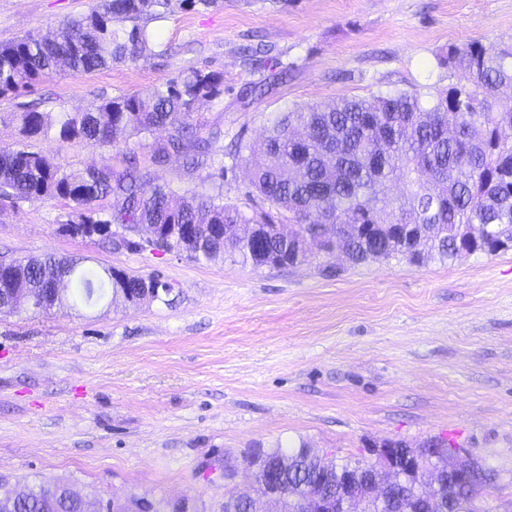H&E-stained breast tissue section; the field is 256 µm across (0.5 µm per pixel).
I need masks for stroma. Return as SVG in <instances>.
<instances>
[{"label": "stroma", "instance_id": "1", "mask_svg": "<svg viewBox=\"0 0 512 512\" xmlns=\"http://www.w3.org/2000/svg\"><path fill=\"white\" fill-rule=\"evenodd\" d=\"M102 0H0V44L89 13ZM151 52L0 99V149L67 170L122 171L133 150L152 184L262 208L236 138L260 143L296 105L444 87L449 45L512 43V0H220L150 21ZM192 69L223 74L191 124L221 131L212 166L155 164L164 132L116 144L29 138L20 112H75L145 94ZM71 201L0 203V259L53 253L160 276L167 300L0 313V476L18 490L60 480L114 506L224 512L254 494L248 454L306 446L347 459L387 440L447 439L493 469L484 512H512V249L422 266H350L342 254L287 268L196 261L75 236Z\"/></svg>", "mask_w": 512, "mask_h": 512}]
</instances>
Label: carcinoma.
Segmentation results:
<instances>
[{"mask_svg":"<svg viewBox=\"0 0 512 512\" xmlns=\"http://www.w3.org/2000/svg\"><path fill=\"white\" fill-rule=\"evenodd\" d=\"M172 0H104L101 6L71 19L50 37L26 34L0 44V98L16 96L57 72L81 75L133 60L151 50L147 23L164 17ZM448 75L465 83L427 93L378 91L366 98L297 107L273 123L265 140L235 144L232 161L252 168L251 184L268 203L263 215H247L220 197L178 196L166 186H147L135 153L123 171L108 166L68 171L44 155L26 149H0V201L17 205L44 197L71 200L77 208L69 230L89 224H180L194 230L184 237L164 235L162 248L210 262L229 259L254 267H295L315 255L339 249L355 264L401 256L414 264L454 259L468 247L493 255L512 248V108L497 107L500 87L512 86V46L486 47L477 41L448 46L438 57ZM220 73L190 70L152 92L96 102L81 112L20 113L28 138L51 134L91 145L115 142L119 132L150 135L168 132L154 156L158 162L181 154L194 167L211 154L213 134L201 137L189 122L194 105L216 96ZM402 181L391 198L390 181ZM113 197L105 211L97 202ZM242 224L266 225L258 258L255 243L238 233ZM9 287L16 300L35 292L46 307L75 309L109 296L126 298L140 284L167 295L171 284L157 276H112L83 261L53 255L13 260ZM275 482L256 476L252 498L224 493V512H253V503L277 490L288 512L311 496L336 489L338 473L358 469L361 461L341 463L314 455L305 446H280L258 452ZM496 473L479 474L458 486V502L448 512H472L474 499L494 488ZM96 496L79 501L64 483L43 481L24 498L6 477L0 478V512H90Z\"/></svg>","mask_w":512,"mask_h":512,"instance_id":"obj_1","label":"carcinoma"}]
</instances>
